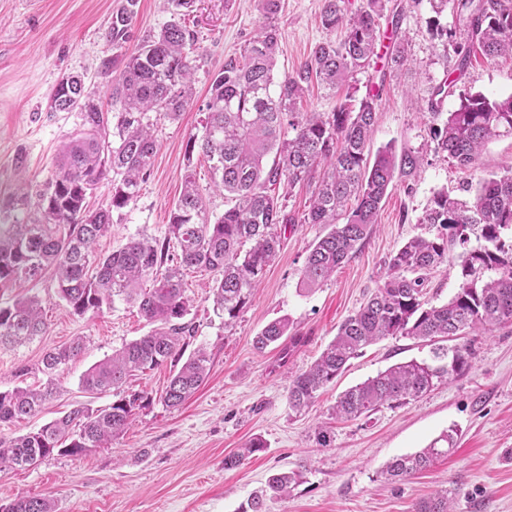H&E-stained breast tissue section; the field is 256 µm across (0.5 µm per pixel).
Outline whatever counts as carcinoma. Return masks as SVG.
Returning <instances> with one entry per match:
<instances>
[{
    "mask_svg": "<svg viewBox=\"0 0 512 512\" xmlns=\"http://www.w3.org/2000/svg\"><path fill=\"white\" fill-rule=\"evenodd\" d=\"M268 23L245 44L239 57L224 62L210 86L202 134L188 138L187 160L201 152L210 162L213 186L231 196L233 205L211 220L206 199L192 175L185 176L181 195L171 210L166 245L146 236L130 239L106 254L93 245L112 226V212L136 200L150 175L157 152L155 131L161 120H175L194 100L190 56L195 38L173 19L147 35L130 53H123L138 0L112 16L107 35L115 53L102 62L103 72L119 70L112 80L105 110L85 95L79 74L64 76L56 86L55 112L80 109L84 131L61 149L55 180L37 194L35 213L19 217L22 198L0 199V280L24 275L35 278L48 267L58 279V293L73 314H96L120 299L138 307L153 329L112 353L88 370L79 384L89 394L114 392L118 399L105 409L77 405L36 431L0 437V469H26L57 453L77 455L106 448L127 425L148 396L123 389L133 373L166 363L175 367L163 402L177 407L202 384L209 356L198 348L184 356L194 327L185 322L193 300L186 295L183 272L197 269L215 276L214 311L224 323L238 317L261 283L266 267L281 245L282 224H293L279 196L270 187L284 180L293 186L315 183L306 224H325L330 230L312 246L301 272L302 289L310 291L327 281L357 253L377 223L389 185L398 175L410 176L423 164L411 150L397 154L387 148L368 160L380 86H371L357 103H342L329 113L304 114L297 104L312 79L328 89L371 65L377 55L380 19L386 0H362L348 13L346 0H323L321 23L334 31L345 27L342 40L315 46L310 61L274 90V70L281 33L275 17L279 0H258ZM471 45L457 51L453 65L461 78L471 63V46L487 57L512 54V0H455ZM455 81L436 84L427 109L442 123L434 132L438 151L458 167H476L483 148L512 136V95L489 98L462 94L458 108L441 118L442 105L454 93ZM116 118L118 145L109 147L106 135ZM294 131L285 136V129ZM112 182L105 208L90 209L87 196L104 180ZM464 199L446 190L437 192L420 220L436 228L432 237L414 236L393 254L389 275L355 313L338 327L336 336L308 369L288 385V405L297 413L309 408L319 392L334 382L347 363L364 347L387 337H409L432 346L431 360L396 363L339 394L332 415L351 420L381 407L397 408L421 397L435 385L471 366V344L446 346L457 336H478L512 324V173L494 175L476 186L461 188ZM460 248L459 286L448 302L426 299L429 275ZM164 268L150 288L146 278ZM288 331V321L274 320L254 338L262 352ZM44 333L41 304L34 296L0 307V346L21 345ZM85 348L77 338L47 351L40 372L42 387L16 386L0 391V423L35 416L56 393L55 377ZM457 430L451 428L420 451L397 457L386 467L389 479L405 481L451 453ZM263 448L254 439L224 458V467L240 466ZM302 475L300 470L277 472L254 492L240 512H269L267 502L288 498ZM0 512H55L49 495H20ZM415 512H453L448 490L419 502Z\"/></svg>",
    "mask_w": 512,
    "mask_h": 512,
    "instance_id": "carcinoma-1",
    "label": "carcinoma"
}]
</instances>
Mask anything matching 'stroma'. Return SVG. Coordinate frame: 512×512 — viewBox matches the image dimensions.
Masks as SVG:
<instances>
[{
  "instance_id": "obj_1",
  "label": "stroma",
  "mask_w": 512,
  "mask_h": 512,
  "mask_svg": "<svg viewBox=\"0 0 512 512\" xmlns=\"http://www.w3.org/2000/svg\"><path fill=\"white\" fill-rule=\"evenodd\" d=\"M122 2L0 0L1 198L25 192L29 204H36L37 191L58 173L60 147L82 132L79 111L50 109L65 74L82 75L86 93L108 105L112 77L100 64L112 53L106 33ZM398 2L406 65L380 78L378 69L385 66L392 45L390 27L381 23L382 57L376 65L355 73L338 89L313 86L302 103L306 112H332L361 98L373 82L384 81L371 150L391 145L424 158L415 174L395 178L360 251L320 287L301 290L305 259L327 228L302 220L311 186L276 187L294 222L283 231L279 253L255 295L232 323L213 311L210 275L193 269L184 273L186 292L194 300L187 319L195 333L187 348H204L210 356L200 388L181 407L170 409L161 394L171 365L135 373L130 386L147 392L150 402L136 410L111 447L55 454L25 470L2 469L0 502L27 494L52 496L56 512H237L271 474L299 467V483L288 499L270 502L269 512H413L416 503L444 488L455 493V512H512V325L477 337L471 367L402 407H383L347 422L329 419L342 391L393 364L430 358L429 346L407 337L365 347L309 409L297 414L288 405L291 378L313 363L339 325L383 283L390 256L413 236H434V229L419 222L434 194L512 171V136L490 142L470 170L457 168L437 152L436 122L427 101L432 86L452 68L455 47L465 35L453 8L435 11L433 0ZM321 8V0H281L276 81L303 68L317 44L343 38V29L323 27ZM182 21L195 35L194 101L178 120L159 122L152 172L137 199L113 214L110 233L96 245L99 253L143 234L165 240L170 211L189 168L211 216L224 212L225 199L211 186L208 162L199 155L186 159L185 144L202 131L212 75L225 59L240 53L265 18L258 0H194ZM468 92L491 98L512 95V56L488 58L474 52L456 94L444 100V112L455 110L460 94ZM25 296L40 299L45 333L20 347H0L1 390L41 380L38 367L49 349L77 337L86 348L60 373L56 397L36 416L0 424V436L37 430L80 403L108 407L112 395L85 394L79 387L81 375L150 330L137 309L122 302L95 315L70 314L49 271L0 282V306ZM283 317L290 328L281 345L257 351L255 336ZM324 424L332 432L327 448L315 440L316 428ZM452 426L459 436L450 455L409 480L384 479L382 471L393 458L419 451ZM255 438L263 440L264 449L236 468H225V457Z\"/></svg>"
}]
</instances>
